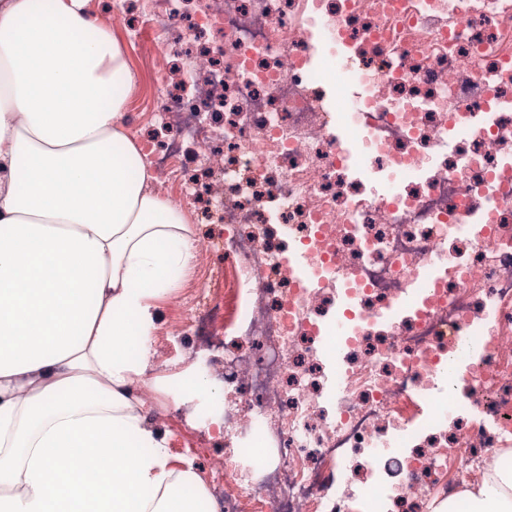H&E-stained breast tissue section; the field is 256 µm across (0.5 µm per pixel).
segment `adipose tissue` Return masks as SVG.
I'll return each mask as SVG.
<instances>
[{
	"label": "adipose tissue",
	"mask_w": 512,
	"mask_h": 512,
	"mask_svg": "<svg viewBox=\"0 0 512 512\" xmlns=\"http://www.w3.org/2000/svg\"><path fill=\"white\" fill-rule=\"evenodd\" d=\"M136 85L90 0H0V512H220L172 454L149 380L159 299L196 262L126 123ZM432 512H512V448Z\"/></svg>",
	"instance_id": "obj_1"
}]
</instances>
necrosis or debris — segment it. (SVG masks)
<instances>
[{"instance_id":"obj_1","label":"necrosis or debris","mask_w":512,"mask_h":512,"mask_svg":"<svg viewBox=\"0 0 512 512\" xmlns=\"http://www.w3.org/2000/svg\"><path fill=\"white\" fill-rule=\"evenodd\" d=\"M141 17L156 61L200 47L159 98L153 163L169 176L195 149L219 175L182 201L220 210L234 280L232 310L212 297L187 320L224 352V512H419L455 495L512 440V0H141ZM318 35L348 68L313 64ZM330 80L367 87L350 118L325 107ZM344 134L397 181L356 176ZM452 361L466 397L451 419ZM396 438L411 455L387 483L371 458Z\"/></svg>"}]
</instances>
